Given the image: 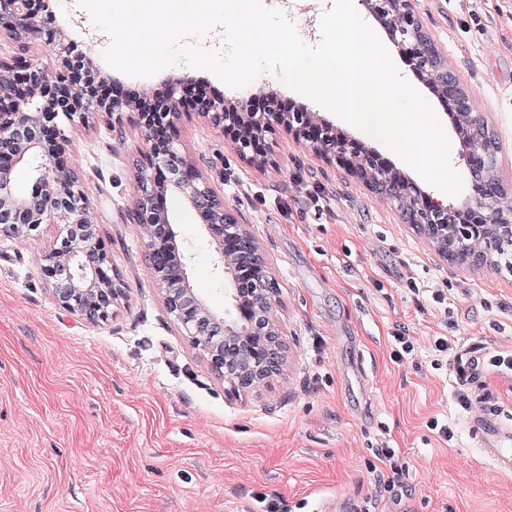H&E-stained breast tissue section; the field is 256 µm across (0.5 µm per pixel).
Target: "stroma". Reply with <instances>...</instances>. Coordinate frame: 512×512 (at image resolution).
<instances>
[{"label":"stroma","instance_id":"stroma-1","mask_svg":"<svg viewBox=\"0 0 512 512\" xmlns=\"http://www.w3.org/2000/svg\"><path fill=\"white\" fill-rule=\"evenodd\" d=\"M333 0H282L302 40H320ZM425 31L455 70L502 145L496 177L512 189V0H417ZM48 23L89 50L100 77L127 98L161 96L171 81L202 84L227 107L239 90L185 64L135 78L111 68L108 35L76 0H51ZM285 109L306 107L352 137L360 130L279 78ZM66 156L88 191L98 234L125 297L93 324L56 306L40 264L59 228L0 236V512H512V472L486 463L472 432L452 357L434 337L486 357L512 353V274L435 255L399 211L285 129L276 167L241 160L194 113L178 123L186 152L210 158L276 277L288 343L283 373L233 398L166 313L126 214L143 147L135 126L64 122ZM164 206L179 231L195 291L224 307V283L197 212L174 195ZM440 292L444 304L431 299ZM406 331L414 351L395 360ZM448 423L452 441L431 430ZM406 465L383 489L381 449Z\"/></svg>","mask_w":512,"mask_h":512}]
</instances>
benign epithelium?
Listing matches in <instances>:
<instances>
[{
	"label": "benign epithelium",
	"mask_w": 512,
	"mask_h": 512,
	"mask_svg": "<svg viewBox=\"0 0 512 512\" xmlns=\"http://www.w3.org/2000/svg\"><path fill=\"white\" fill-rule=\"evenodd\" d=\"M397 45L412 70L441 97L449 116H467L470 137L482 142L463 151L470 197L445 205L398 173L374 149L342 136L306 108L285 112L280 94L270 89L255 109L251 89L242 90L240 108L202 87L172 82L166 94L139 105L114 93L94 73L90 53H73L62 31L42 19L48 0H0V30L20 41L38 39L56 51L62 73L53 77L20 59H0V234L29 237L44 224L60 226L56 243L44 254L42 279L53 301L91 323L108 320L124 297L121 280L97 233L87 191L65 162L67 138L57 119L87 124L94 118L120 127L128 115L145 149L137 164L129 223L139 228L145 260L163 306L188 343L233 396L249 393L282 374L288 347L276 308L279 285L259 243L241 223L224 190L204 173L201 160L185 152L175 134L185 111L197 112L207 127L229 135L236 155L264 166L271 147L268 133L288 128L297 141L328 163H339L388 200L406 198L403 223L448 259V236L483 239L490 248L512 246V211L491 206L500 188L493 174L502 145L486 144L487 125L460 77L444 61L417 16L415 0H362ZM33 166L37 192L21 197L13 188L15 169ZM179 195L203 218L215 243L216 266L224 279V310L216 311L191 286L187 263L171 268L169 252L178 232L160 201Z\"/></svg>",
	"instance_id": "benign-epithelium-1"
}]
</instances>
